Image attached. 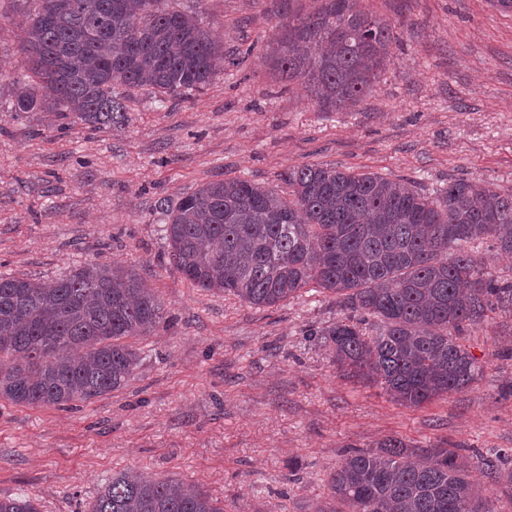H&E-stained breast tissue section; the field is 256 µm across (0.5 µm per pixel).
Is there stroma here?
<instances>
[{"mask_svg": "<svg viewBox=\"0 0 512 512\" xmlns=\"http://www.w3.org/2000/svg\"><path fill=\"white\" fill-rule=\"evenodd\" d=\"M199 8L239 66L203 92L127 97L107 130L51 112H8L0 79V273L52 280L96 261L135 269L167 322L140 340L129 383L70 408L0 399V497L78 512L113 473L192 484L225 512H311L349 448L396 437L457 449L490 512H512V305L457 341L483 372L420 406L345 375L316 332L346 316L306 287L271 308L194 287L169 262L160 199L244 177L287 194V170L317 164L414 183L512 192V11L493 0H363L392 26L389 61L357 109L325 112L304 84L275 78L266 49L276 0H178ZM32 0H0V62L23 72Z\"/></svg>", "mask_w": 512, "mask_h": 512, "instance_id": "obj_1", "label": "stroma"}]
</instances>
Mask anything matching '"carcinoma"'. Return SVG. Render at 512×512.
<instances>
[{
    "label": "carcinoma",
    "mask_w": 512,
    "mask_h": 512,
    "mask_svg": "<svg viewBox=\"0 0 512 512\" xmlns=\"http://www.w3.org/2000/svg\"><path fill=\"white\" fill-rule=\"evenodd\" d=\"M25 70L11 82L10 111L55 112L95 129L125 107L112 95L151 87L164 96L202 91L224 56L199 14L173 0H33ZM270 52L274 75L301 80L324 110H351L372 92L389 56L391 26L362 0H319L308 14L281 0ZM288 197L246 179L217 180L172 204L162 232L173 265L206 291L273 307L305 286L336 296L360 318L315 332L336 365L376 382L409 406L460 391L479 367L455 335L512 305L467 244L485 236L512 253V193L459 178L436 198L406 180L304 165L283 175ZM375 317L372 340L359 324ZM164 323L154 289L124 268L86 263L51 282L0 274V398L60 407L128 383L141 362L130 338ZM312 512H489L451 448H411L388 438L353 451L331 474ZM0 512H39L28 496L0 498ZM87 512H224L200 488L121 472Z\"/></svg>",
    "instance_id": "cac0c4a2"
}]
</instances>
